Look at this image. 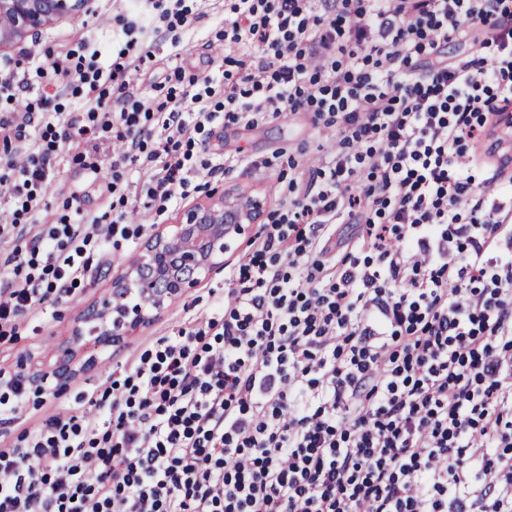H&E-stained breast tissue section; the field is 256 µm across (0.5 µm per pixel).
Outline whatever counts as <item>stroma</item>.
Returning <instances> with one entry per match:
<instances>
[{"label":"stroma","mask_w":512,"mask_h":512,"mask_svg":"<svg viewBox=\"0 0 512 512\" xmlns=\"http://www.w3.org/2000/svg\"><path fill=\"white\" fill-rule=\"evenodd\" d=\"M85 7L72 17L46 26L38 42L24 41L0 50V81H20L33 77L38 65L47 60V52L64 49L96 48L101 65H111L125 48L129 38H144L146 30L166 29L169 41L154 47L156 64L134 79L135 92L152 95V82L163 81L173 68L186 73H210L209 45L224 30L225 0H185L190 26L168 29L150 0H85ZM136 22L134 35H126L123 21ZM57 167L44 201L49 209L65 214L67 204H77L84 212L101 214L109 211L112 197L105 181H91L77 165L74 149L58 138ZM326 154L325 132L307 112H282L254 123H231L216 120L206 125L198 137L191 163L195 173L181 207L210 205L224 195L248 191L265 200L266 211L278 208L288 194V183L298 169ZM232 159L233 168L224 174L207 177L202 163L212 165ZM124 177L130 190L123 205L134 212L140 229L133 239L109 249L107 256L92 253L90 270L78 288L67 297L47 302L28 316L18 330L16 340L0 343V367L22 369L31 374L36 369L54 365L65 350H72L74 373L65 382H54L37 402L29 404L11 423L0 426V439L11 443L38 432L45 420L58 411L81 413L88 397L113 370H124L157 339L188 327L199 314L213 310L224 294V271L215 269L200 279L188 294L166 301L163 308L152 311L148 322L124 330L119 345L100 341L97 323L87 321L86 311L112 293V280L124 275L137 252L152 235L165 231L176 222L181 207L158 211L147 195L141 165L125 167Z\"/></svg>","instance_id":"obj_1"}]
</instances>
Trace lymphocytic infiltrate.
<instances>
[{
    "instance_id": "f902f5d3",
    "label": "lymphocytic infiltrate",
    "mask_w": 512,
    "mask_h": 512,
    "mask_svg": "<svg viewBox=\"0 0 512 512\" xmlns=\"http://www.w3.org/2000/svg\"><path fill=\"white\" fill-rule=\"evenodd\" d=\"M229 0L221 78L176 76L165 101L136 96L145 55L111 67L57 55L45 85L0 98L110 133L112 192L147 158V193L184 197L195 136L303 110L336 130L297 195L226 274L218 311L106 377L82 415L59 413L0 449V512H512V181L474 197L468 151L512 107V0ZM470 56L438 59L452 40ZM111 83L115 109L98 90ZM85 88L63 121L50 87ZM35 93L22 101V93ZM57 166L27 146L0 196L37 208ZM358 231L331 253L336 225ZM129 238L125 216L41 225L9 255L0 328L73 291L87 246ZM29 381L0 370V422Z\"/></svg>"
}]
</instances>
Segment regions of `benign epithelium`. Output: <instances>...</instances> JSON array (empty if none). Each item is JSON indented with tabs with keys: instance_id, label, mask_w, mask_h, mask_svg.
I'll list each match as a JSON object with an SVG mask.
<instances>
[{
	"instance_id": "obj_1",
	"label": "benign epithelium",
	"mask_w": 512,
	"mask_h": 512,
	"mask_svg": "<svg viewBox=\"0 0 512 512\" xmlns=\"http://www.w3.org/2000/svg\"><path fill=\"white\" fill-rule=\"evenodd\" d=\"M81 5L82 0H0V16L12 20L10 27H0V49L38 34L49 22ZM263 209L260 197L238 194L224 197L217 206L184 210L170 231L153 236L126 274L112 281L114 297L127 299L135 293L138 301L116 307L106 301L89 309L88 317L103 323L109 314H116L112 326H103L101 341L120 344L123 327L145 323L150 310L182 295L200 276L222 265L231 243L251 233Z\"/></svg>"
}]
</instances>
